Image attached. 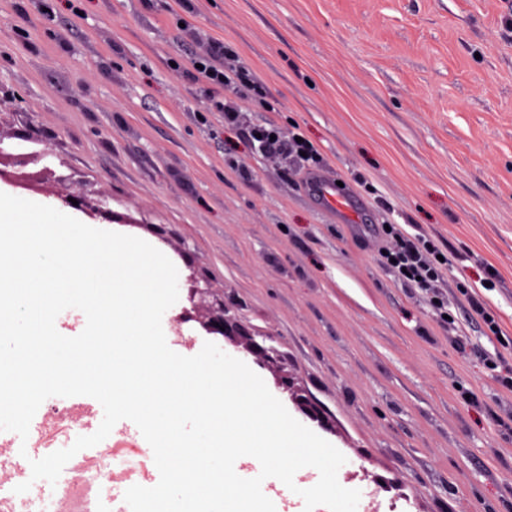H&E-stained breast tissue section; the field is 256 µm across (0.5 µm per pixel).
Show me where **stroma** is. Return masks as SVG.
<instances>
[{
	"label": "stroma",
	"mask_w": 512,
	"mask_h": 512,
	"mask_svg": "<svg viewBox=\"0 0 512 512\" xmlns=\"http://www.w3.org/2000/svg\"><path fill=\"white\" fill-rule=\"evenodd\" d=\"M0 0V191L124 216L198 275L176 326L251 365L346 458L358 512H512V0ZM224 42L265 98L227 91L231 130L190 61ZM266 121L310 140L359 200L347 224L291 158L252 151ZM397 224L451 259L449 292L483 299L454 326L382 266L372 227ZM237 336L200 326L214 296ZM133 479L158 469L141 432L111 431ZM460 294L464 296V302L468 305L470 311L483 320L487 329L492 334L499 335L500 330L498 323L496 322L494 316L487 311L483 301L476 295H470L468 292L460 290Z\"/></svg>",
	"instance_id": "stroma-1"
}]
</instances>
